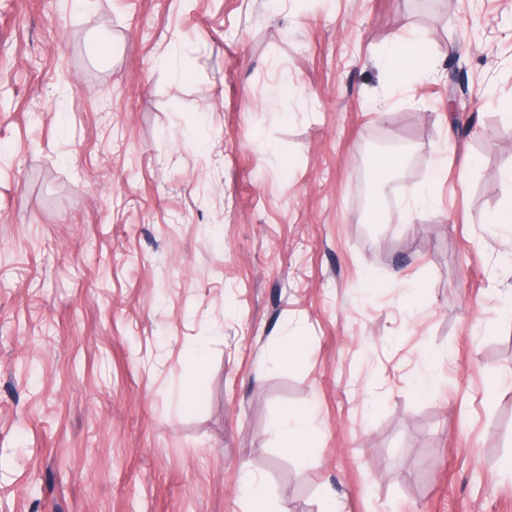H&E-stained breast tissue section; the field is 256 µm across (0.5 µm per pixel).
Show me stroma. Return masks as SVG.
Wrapping results in <instances>:
<instances>
[{"mask_svg": "<svg viewBox=\"0 0 512 512\" xmlns=\"http://www.w3.org/2000/svg\"><path fill=\"white\" fill-rule=\"evenodd\" d=\"M504 99L512 0H0V512H512ZM424 41L418 40H404L398 39L388 49V59L394 65L400 67L403 71L408 73H422L426 67L420 62L419 50L423 46ZM422 58L430 59L426 47L423 46ZM275 429L282 435L285 447L298 448L305 457L309 456V448H305L308 427L303 417L290 414L283 416L276 421Z\"/></svg>", "mask_w": 512, "mask_h": 512, "instance_id": "35a3bbf8", "label": "stroma"}]
</instances>
